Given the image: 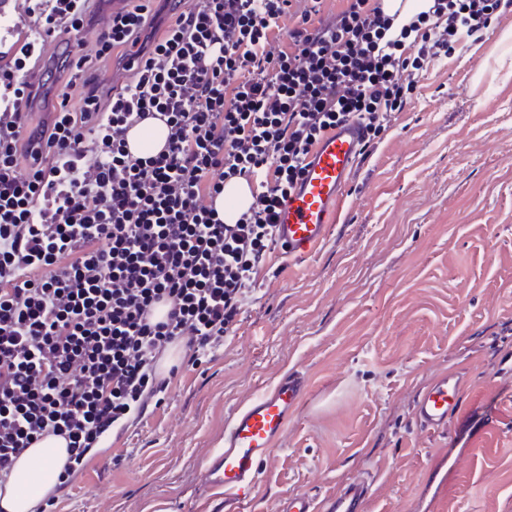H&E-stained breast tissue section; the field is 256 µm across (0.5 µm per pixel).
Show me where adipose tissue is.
Segmentation results:
<instances>
[{
  "label": "adipose tissue",
  "mask_w": 512,
  "mask_h": 512,
  "mask_svg": "<svg viewBox=\"0 0 512 512\" xmlns=\"http://www.w3.org/2000/svg\"><path fill=\"white\" fill-rule=\"evenodd\" d=\"M65 459L66 450L54 437L28 449L16 463L5 493L0 496V512H35L57 484Z\"/></svg>",
  "instance_id": "ef3b65f1"
}]
</instances>
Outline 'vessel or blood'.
<instances>
[{
  "label": "vessel or blood",
  "instance_id": "vessel-or-blood-1",
  "mask_svg": "<svg viewBox=\"0 0 512 512\" xmlns=\"http://www.w3.org/2000/svg\"><path fill=\"white\" fill-rule=\"evenodd\" d=\"M361 144L360 127L349 122L330 130L307 156L302 176L277 208L278 248L288 259H303L328 240ZM306 393L304 377L289 372L273 387L234 409L224 430L222 448L202 463V491L223 494L228 502L249 500L262 463L276 447ZM460 393L455 376L446 374L434 381L414 402L418 426L430 432L447 430ZM372 483L369 477L350 482L335 496L321 500L306 493H293L280 500L275 512H364Z\"/></svg>",
  "mask_w": 512,
  "mask_h": 512
}]
</instances>
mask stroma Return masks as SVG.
I'll list each match as a JSON object with an SVG mask.
<instances>
[{"label":"stroma","instance_id":"stroma-1","mask_svg":"<svg viewBox=\"0 0 512 512\" xmlns=\"http://www.w3.org/2000/svg\"><path fill=\"white\" fill-rule=\"evenodd\" d=\"M257 300L209 362L107 439L56 512H225L199 492L232 410L292 370L308 400L235 512L335 495L374 472L365 512H512V13L419 77L356 165L323 247L271 251ZM462 379L444 432L416 395Z\"/></svg>","mask_w":512,"mask_h":512}]
</instances>
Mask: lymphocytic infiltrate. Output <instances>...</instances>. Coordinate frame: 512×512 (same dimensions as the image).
I'll return each mask as SVG.
<instances>
[{
  "label": "lymphocytic infiltrate",
  "mask_w": 512,
  "mask_h": 512,
  "mask_svg": "<svg viewBox=\"0 0 512 512\" xmlns=\"http://www.w3.org/2000/svg\"><path fill=\"white\" fill-rule=\"evenodd\" d=\"M196 0L143 45L155 0L98 17L92 0H0V488L32 442L63 437L67 459L42 512L104 437L140 422L169 381L172 347L215 358L254 297L275 243L276 210L305 156L336 125L358 121L363 154L391 128L429 64L462 38L481 40L512 0H426L405 22L382 0ZM33 24H20V15ZM296 17L288 46L274 45ZM98 25L94 56L50 54L49 38ZM128 49L127 80L101 84L89 59ZM82 76V106L37 130L32 61ZM166 115V152L134 156L127 126ZM253 185L224 223V183ZM166 303L163 318L144 313Z\"/></svg>",
  "instance_id": "obj_1"
}]
</instances>
